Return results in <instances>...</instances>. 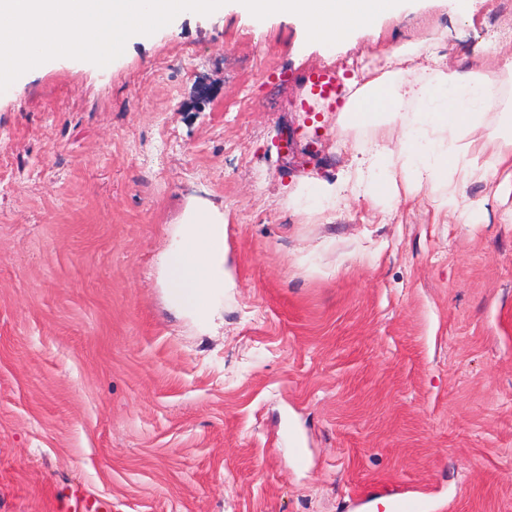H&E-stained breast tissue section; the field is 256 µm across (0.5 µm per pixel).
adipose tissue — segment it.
<instances>
[{
	"mask_svg": "<svg viewBox=\"0 0 512 512\" xmlns=\"http://www.w3.org/2000/svg\"><path fill=\"white\" fill-rule=\"evenodd\" d=\"M255 20L287 15L299 20L310 40L332 49L372 27L381 17L400 16L406 0H238ZM426 75L418 81L388 72L386 79L358 87L344 111L357 125L380 116L405 120L403 106L416 113L396 150L382 157L387 174L374 183L375 196L395 200L400 189L416 191L422 181H444L466 159L470 173H485V115L499 75L512 74V57L499 58L496 70L463 72L426 52ZM400 171L403 184L392 173ZM160 280L171 304L200 325L213 320L224 295V208L215 203L187 210L167 249L159 257Z\"/></svg>",
	"mask_w": 512,
	"mask_h": 512,
	"instance_id": "obj_1",
	"label": "adipose tissue"
}]
</instances>
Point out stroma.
I'll use <instances>...</instances> for the list:
<instances>
[{
  "instance_id": "1",
  "label": "stroma",
  "mask_w": 512,
  "mask_h": 512,
  "mask_svg": "<svg viewBox=\"0 0 512 512\" xmlns=\"http://www.w3.org/2000/svg\"><path fill=\"white\" fill-rule=\"evenodd\" d=\"M491 0H415L326 53L299 23L184 14L100 67L0 92V512H512V160L370 196L398 122L358 126L307 73L512 55ZM356 60L344 68L345 60ZM320 177L335 209L296 206ZM224 202L220 324L158 282L189 202ZM305 461L297 463L295 449Z\"/></svg>"
}]
</instances>
